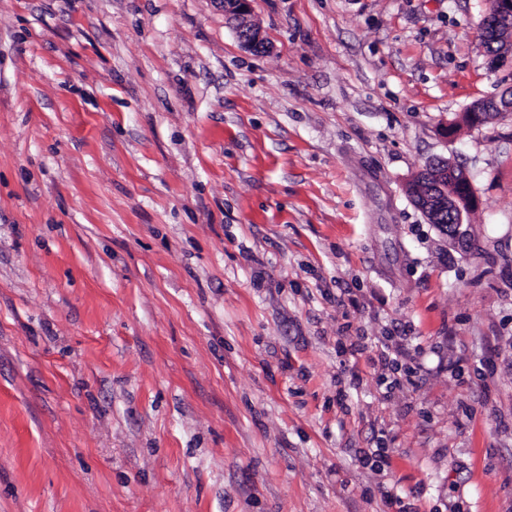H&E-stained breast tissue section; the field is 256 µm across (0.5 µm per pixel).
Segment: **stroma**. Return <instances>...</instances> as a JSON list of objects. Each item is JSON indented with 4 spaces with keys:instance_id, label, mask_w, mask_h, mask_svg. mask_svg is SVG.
Instances as JSON below:
<instances>
[{
    "instance_id": "1",
    "label": "stroma",
    "mask_w": 512,
    "mask_h": 512,
    "mask_svg": "<svg viewBox=\"0 0 512 512\" xmlns=\"http://www.w3.org/2000/svg\"><path fill=\"white\" fill-rule=\"evenodd\" d=\"M487 7L253 0L255 53L0 0V512H512V112L448 130L512 89ZM453 172L455 176H451L448 179V195L452 197L451 206H440L432 211L429 217L430 222L434 224L443 234L447 235L448 231L452 229V224H456L455 235L453 242H463L467 236V230H463L464 224L462 222L457 224L460 219V215L467 213L472 207L470 194L472 193L470 184H468L467 178L463 171L456 168ZM472 199L475 203V198L472 193Z\"/></svg>"
}]
</instances>
